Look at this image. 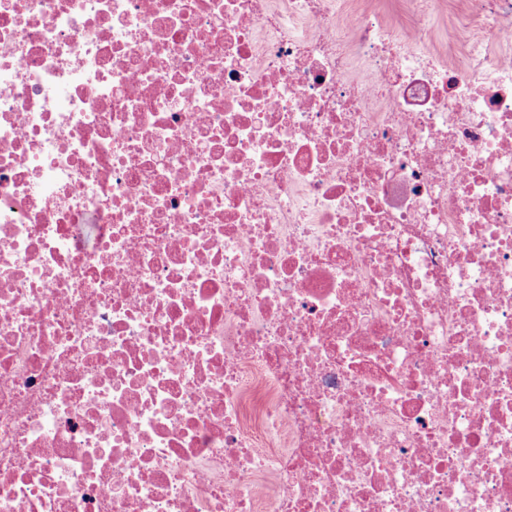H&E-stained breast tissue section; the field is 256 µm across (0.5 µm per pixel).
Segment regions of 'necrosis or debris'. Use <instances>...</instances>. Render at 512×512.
Wrapping results in <instances>:
<instances>
[{
    "mask_svg": "<svg viewBox=\"0 0 512 512\" xmlns=\"http://www.w3.org/2000/svg\"><path fill=\"white\" fill-rule=\"evenodd\" d=\"M406 2L0 0V512H512V0ZM364 1L375 8L392 26L403 29L411 21V16L405 5L391 2V0H354ZM363 4L362 2L360 3ZM438 10L429 18L431 35L423 49L434 52L446 60L461 58L467 32L463 28V1L441 0ZM456 31L457 37L448 39V32Z\"/></svg>",
    "mask_w": 512,
    "mask_h": 512,
    "instance_id": "1",
    "label": "necrosis or debris"
}]
</instances>
